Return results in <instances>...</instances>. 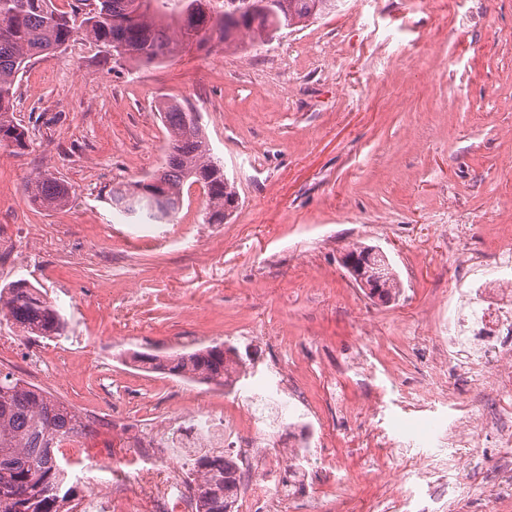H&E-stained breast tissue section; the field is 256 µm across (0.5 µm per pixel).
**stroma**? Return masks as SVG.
<instances>
[{
	"label": "stroma",
	"mask_w": 512,
	"mask_h": 512,
	"mask_svg": "<svg viewBox=\"0 0 512 512\" xmlns=\"http://www.w3.org/2000/svg\"><path fill=\"white\" fill-rule=\"evenodd\" d=\"M162 101L197 112L235 186L222 224L208 223L197 185L163 221L116 218L111 187L165 164ZM14 116L29 147L0 149V237L15 245L0 287L26 281L67 320L41 353L71 375L40 388L85 417L112 403L124 413L123 430L98 428L75 454L123 466L137 428L203 397L247 421L276 365L312 402L291 404V439L314 412L311 445L338 463L302 512H385L404 450L464 478L460 512H512L488 490L500 449L446 439L486 422L476 371L447 359L452 395L429 389L449 300L512 246V0H338L273 39L215 37L149 64L102 63L79 39L23 75ZM44 172L70 188L66 207L28 200ZM356 242L388 257L395 300L374 303L350 278L341 257ZM133 281L151 297L131 309ZM201 332L236 347L248 376L225 388L132 359Z\"/></svg>",
	"instance_id": "35a3bbf8"
}]
</instances>
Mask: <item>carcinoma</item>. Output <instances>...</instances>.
Instances as JSON below:
<instances>
[{
	"mask_svg": "<svg viewBox=\"0 0 512 512\" xmlns=\"http://www.w3.org/2000/svg\"><path fill=\"white\" fill-rule=\"evenodd\" d=\"M171 0H75L60 9L53 0H0V149L20 154L28 148L27 131L14 117L19 76L32 59L45 52L63 51L80 37L95 44L103 61L123 48L128 60L153 62L206 41L216 30L233 43L241 37L263 41L285 28L297 27L336 7V0H268L266 11L253 15L257 0H224V10L210 9L195 23L182 13L168 12ZM169 133V148L160 176L168 207L163 209L141 193L142 181L111 189L112 207L144 212L160 221L178 209L183 190L199 184L207 195L208 223H224L237 193L224 178V168L210 156L202 127L179 103L159 108ZM29 200L48 209L66 206L69 188L44 173L25 185ZM400 293L391 264L384 265L380 298L388 303ZM0 316L13 321L28 336L60 338L65 321L39 289L19 280L0 289ZM172 363H151V370L195 382L230 386L240 380L245 363L233 346L215 344L192 352L167 355ZM94 433L72 407L51 393L0 371V512H62L73 486L58 456L60 442ZM185 480L194 483L196 512H234L241 474L228 452L204 451L192 459Z\"/></svg>",
	"mask_w": 512,
	"mask_h": 512,
	"instance_id": "cac0c4a2",
	"label": "carcinoma"
}]
</instances>
